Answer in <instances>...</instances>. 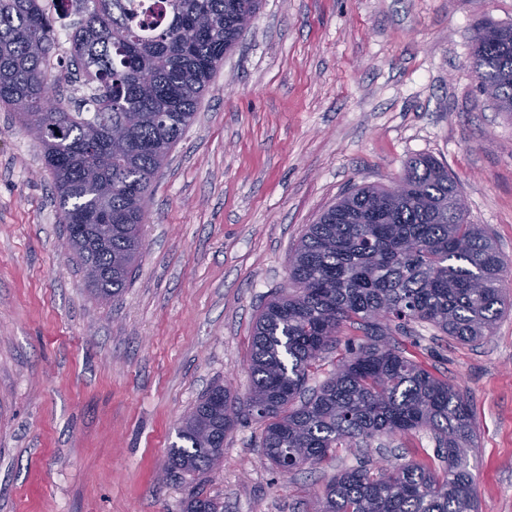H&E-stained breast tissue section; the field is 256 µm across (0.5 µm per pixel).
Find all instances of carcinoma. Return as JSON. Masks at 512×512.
<instances>
[{"instance_id":"1","label":"carcinoma","mask_w":512,"mask_h":512,"mask_svg":"<svg viewBox=\"0 0 512 512\" xmlns=\"http://www.w3.org/2000/svg\"><path fill=\"white\" fill-rule=\"evenodd\" d=\"M80 2L69 63L90 88L81 99L89 108H46L65 74L48 69L58 17L44 0H0V106L36 135L71 254L98 272L87 281L94 296L115 301L142 254L153 183L261 0ZM472 59L481 91L512 115V26L477 27ZM401 179L400 196L386 185L354 188L289 254L291 289L257 316L248 396L215 384L179 423L167 473L195 483L182 512H224L204 483L245 417L262 423L260 448L284 473L379 435H433L441 467L346 469L311 512H478L463 462L474 442L468 399L381 338L392 322H419L480 341L506 310L508 263L489 231L468 220L444 163L416 158ZM345 326L370 341L347 347L336 370L308 388Z\"/></svg>"}]
</instances>
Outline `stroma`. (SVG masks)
I'll list each match as a JSON object with an SVG mask.
<instances>
[{"label": "stroma", "instance_id": "stroma-1", "mask_svg": "<svg viewBox=\"0 0 512 512\" xmlns=\"http://www.w3.org/2000/svg\"><path fill=\"white\" fill-rule=\"evenodd\" d=\"M483 23L512 24V0H262L152 186L142 256L113 302L61 253L40 148L0 109V512H180L187 481L159 479L181 417L218 383L246 396L260 307L353 186L434 157L512 261V115L471 67ZM393 337L468 398L478 512H512V313L476 343L424 323ZM261 430L241 421L207 478L224 512H306L362 462L439 464L420 431L286 474Z\"/></svg>", "mask_w": 512, "mask_h": 512}]
</instances>
